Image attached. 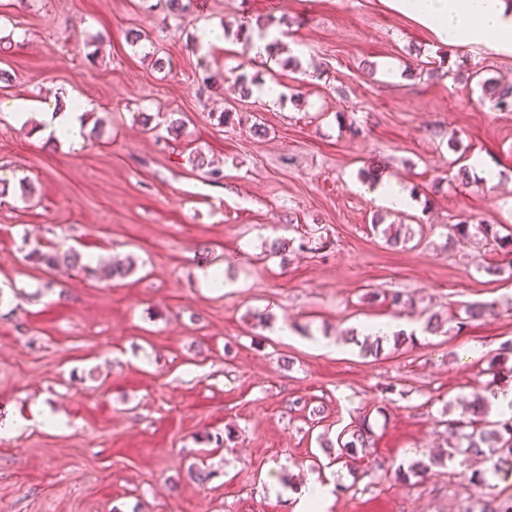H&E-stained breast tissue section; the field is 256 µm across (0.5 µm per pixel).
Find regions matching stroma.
Returning a JSON list of instances; mask_svg holds the SVG:
<instances>
[{
	"label": "stroma",
	"mask_w": 512,
	"mask_h": 512,
	"mask_svg": "<svg viewBox=\"0 0 512 512\" xmlns=\"http://www.w3.org/2000/svg\"><path fill=\"white\" fill-rule=\"evenodd\" d=\"M266 16L299 70L237 37ZM219 24L223 45L195 48ZM0 70V428L23 423L0 437V512H292L310 475L334 485L327 512H483L472 477L490 463L457 456L405 484L394 473L446 449L444 421L474 393L512 386L489 369L512 341V278L478 270L503 255L480 236L447 242L465 220L512 226V112L467 79L512 81V52L441 46L384 0H194L179 21L159 0H0ZM241 70L284 97L252 96L226 125ZM207 72L223 82L203 85ZM69 88L91 105L80 149L45 140L39 114L12 123L16 100L49 107ZM195 150L222 179L192 166ZM376 166L404 180L411 210L383 212L363 176ZM381 212L406 225L405 246L374 229ZM309 234L316 252H269ZM35 247L93 262L62 276L28 260ZM130 255L133 273L101 279ZM207 266L224 287H201ZM475 301L495 315L460 325ZM433 313L443 332L384 341L377 357L345 339ZM363 420L374 445L330 464L320 437Z\"/></svg>",
	"instance_id": "35a3bbf8"
}]
</instances>
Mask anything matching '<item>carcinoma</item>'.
Masks as SVG:
<instances>
[{"label":"carcinoma","instance_id":"cac0c4a2","mask_svg":"<svg viewBox=\"0 0 512 512\" xmlns=\"http://www.w3.org/2000/svg\"><path fill=\"white\" fill-rule=\"evenodd\" d=\"M483 95L493 101L499 110H512V84L496 82L491 78L480 82ZM452 234L448 242L454 238H468L482 235L496 250L507 256L512 255V228H506V234H500L492 224H453ZM28 257L50 270L75 269L84 267L83 256L74 249L59 251L57 249L43 251L33 249ZM136 265L130 256L124 263L112 264L101 272V278L110 280L130 274ZM495 304L492 302H475L465 305L463 323L479 322L494 314ZM448 431V444L460 455H482L495 459L493 474H498L506 467L512 468V415L503 419L489 418L485 396L476 393L464 407L463 412L445 421ZM374 432L366 421H361L354 429L351 439L338 442L335 460L348 459L355 456L357 449L370 445Z\"/></svg>","mask_w":512,"mask_h":512}]
</instances>
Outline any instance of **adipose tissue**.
Returning <instances> with one entry per match:
<instances>
[{
  "mask_svg": "<svg viewBox=\"0 0 512 512\" xmlns=\"http://www.w3.org/2000/svg\"><path fill=\"white\" fill-rule=\"evenodd\" d=\"M386 4L433 32L449 47L464 50L485 46L512 52V0H386ZM62 97L63 106L48 110L32 98L17 100L12 107L13 123L25 126L32 113L43 112L44 136L80 147L89 105L69 91Z\"/></svg>",
  "mask_w": 512,
  "mask_h": 512,
  "instance_id": "obj_1",
  "label": "adipose tissue"
}]
</instances>
